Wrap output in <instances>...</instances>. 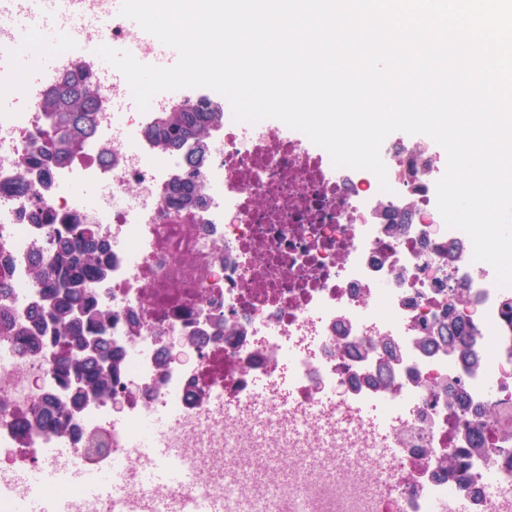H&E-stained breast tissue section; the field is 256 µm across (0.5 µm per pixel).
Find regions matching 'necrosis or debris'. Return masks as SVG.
Here are the masks:
<instances>
[{
    "instance_id": "necrosis-or-debris-1",
    "label": "necrosis or debris",
    "mask_w": 512,
    "mask_h": 512,
    "mask_svg": "<svg viewBox=\"0 0 512 512\" xmlns=\"http://www.w3.org/2000/svg\"><path fill=\"white\" fill-rule=\"evenodd\" d=\"M62 34L85 45L89 69L96 46L133 38L109 14ZM102 89L98 137L53 168L40 205L9 187L44 131V89L25 90L23 108L0 100V254L8 258L0 271L11 285L0 304L22 321L42 304L32 268L48 225L78 218L111 237L112 271L90 289L112 312L121 355L112 390L124 399L116 412L110 400L76 398L49 371L56 347L23 356L0 336V512H27L29 492L12 475L38 468L61 437L90 478L124 460L133 495L152 512H165L175 493L197 505L220 501L226 512H453L462 501L469 512H512V324L501 314L512 289L496 287L470 238L440 215L446 160L427 142L387 137L391 189L383 192L373 173L334 168L283 122L228 114L198 170L207 206L177 210L168 189L186 169L144 138L177 97L128 112L126 81ZM104 151L111 165L99 162ZM78 184L100 192L83 200ZM452 266L479 309L473 368L418 342L421 325L448 308ZM172 336L187 361L169 362ZM380 339L399 358L386 387L369 381L366 355L344 350ZM447 380L463 388L464 406L440 394ZM49 402L71 410L64 435L34 424V410ZM160 409L174 416L167 441L190 483L139 479L137 445ZM463 419L482 425L486 455L470 451ZM272 441L289 478L263 460Z\"/></svg>"
}]
</instances>
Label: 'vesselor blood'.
<instances>
[{"instance_id":"vessel-or-blood-1","label":"vessel or blood","mask_w":512,"mask_h":512,"mask_svg":"<svg viewBox=\"0 0 512 512\" xmlns=\"http://www.w3.org/2000/svg\"><path fill=\"white\" fill-rule=\"evenodd\" d=\"M77 0H0V25L15 29L33 27L39 32V46L25 51H15L0 56V78H20L25 85L41 83L49 74L56 72L58 57L50 52V45L59 41L61 22L75 18ZM170 418L158 414L154 427L156 433L140 445L144 467L141 478L165 486L174 483L176 476L167 464L170 451L159 437ZM113 476L100 480L95 494L103 502L128 497L130 488L122 478L120 463H113ZM14 480L31 488L29 512H55L57 504L51 494L55 485L79 484L84 480V466L74 457L67 443H56L49 451L42 470L35 473L16 472Z\"/></svg>"}]
</instances>
